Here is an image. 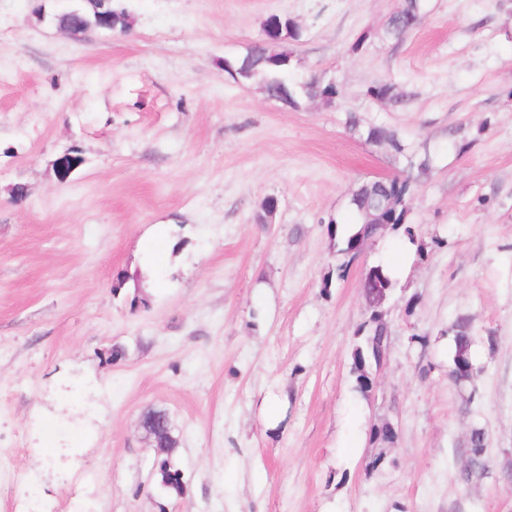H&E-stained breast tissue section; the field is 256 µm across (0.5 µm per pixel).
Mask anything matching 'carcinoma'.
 Listing matches in <instances>:
<instances>
[{"label":"carcinoma","instance_id":"cac0c4a2","mask_svg":"<svg viewBox=\"0 0 512 512\" xmlns=\"http://www.w3.org/2000/svg\"><path fill=\"white\" fill-rule=\"evenodd\" d=\"M424 5L422 0H404V6L397 10L388 20V34L398 38L407 30L420 24L423 19ZM264 40L256 45L251 52L231 66L237 74L250 79L260 77L269 97L285 101L291 107L299 105L303 97L320 100L331 106L336 98L342 95L341 86L321 74L316 79H296L288 75L291 62L290 53L285 49L289 41H297L301 30L294 19L283 14H272L263 22ZM367 93L371 97L397 104L402 94L395 91L390 84H378L370 87ZM350 131L366 137L375 144L389 143L395 150H401V144L396 132L383 126L361 127L359 119L351 115L347 121ZM412 191V185L399 177L367 181L351 192L350 210L353 214V224L345 233L342 252L349 253L358 243H364L377 234L378 227L365 223V212L375 203L390 204L385 213L386 224L398 228L406 223L407 198ZM453 353L448 369V377L460 391H466L478 375L479 369L472 359L473 336L468 318L461 316L449 327ZM359 331L363 333L361 344L352 352V371L356 375V383L363 393L370 391L371 378L368 366L380 365L382 344L387 342L388 323L384 315L376 308L369 309L367 319L361 324ZM487 432L481 426L471 428L468 440L467 462L458 473V480L469 484L475 479L486 477L490 471V461L486 457ZM159 486L167 494H176L181 490L180 474L171 467V461H161L158 470Z\"/></svg>","mask_w":512,"mask_h":512}]
</instances>
